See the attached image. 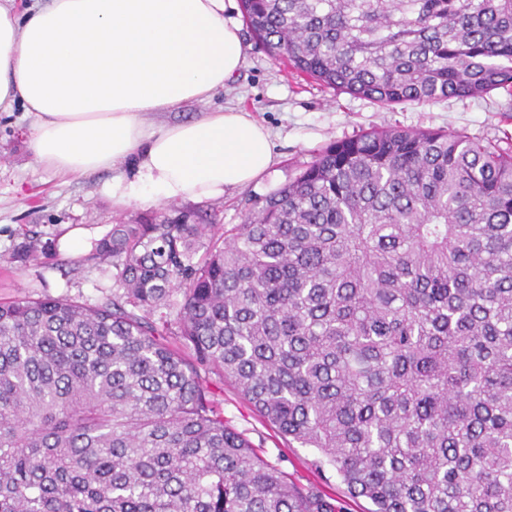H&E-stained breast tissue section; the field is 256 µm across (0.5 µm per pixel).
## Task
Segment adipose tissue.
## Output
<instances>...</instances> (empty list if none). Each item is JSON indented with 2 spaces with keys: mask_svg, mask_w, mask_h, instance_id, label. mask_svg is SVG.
Returning <instances> with one entry per match:
<instances>
[{
  "mask_svg": "<svg viewBox=\"0 0 512 512\" xmlns=\"http://www.w3.org/2000/svg\"><path fill=\"white\" fill-rule=\"evenodd\" d=\"M234 0H37L0 4V110L33 117L38 162L76 176L113 170L112 202L201 201L251 184L275 160L269 129L209 100L245 63Z\"/></svg>",
  "mask_w": 512,
  "mask_h": 512,
  "instance_id": "adipose-tissue-1",
  "label": "adipose tissue"
}]
</instances>
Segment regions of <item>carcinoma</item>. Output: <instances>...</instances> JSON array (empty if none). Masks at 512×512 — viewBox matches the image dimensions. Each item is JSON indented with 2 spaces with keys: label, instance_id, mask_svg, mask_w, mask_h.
I'll return each mask as SVG.
<instances>
[{
  "label": "carcinoma",
  "instance_id": "1",
  "mask_svg": "<svg viewBox=\"0 0 512 512\" xmlns=\"http://www.w3.org/2000/svg\"><path fill=\"white\" fill-rule=\"evenodd\" d=\"M241 5L343 93L512 100V0ZM214 228L114 224L112 296L0 304V512H338L224 423L226 380L372 512H512V151L357 134Z\"/></svg>",
  "mask_w": 512,
  "mask_h": 512
}]
</instances>
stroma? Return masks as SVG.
Here are the masks:
<instances>
[{"label":"stroma","instance_id":"obj_1","mask_svg":"<svg viewBox=\"0 0 512 512\" xmlns=\"http://www.w3.org/2000/svg\"><path fill=\"white\" fill-rule=\"evenodd\" d=\"M242 38L245 63L223 92L164 116L171 122L219 107H238L270 129L275 164L255 182L221 199L116 208L109 193L111 171L80 177L57 173L39 163L30 149L31 116L18 107L0 112V302L27 295L99 304L112 293V277L86 256L113 224H137L156 214L194 208L214 214L223 225L242 223L252 199L287 184L330 143L364 131L387 126L462 130L503 148L512 146V100L501 92L388 109L292 71L270 57L250 33ZM28 243L34 253L20 260L18 254ZM217 400L225 421L280 468L288 483L319 488L335 498L343 512H371L368 499L351 497L335 469L321 464L317 449L287 444L231 383L222 384Z\"/></svg>","mask_w":512,"mask_h":512}]
</instances>
